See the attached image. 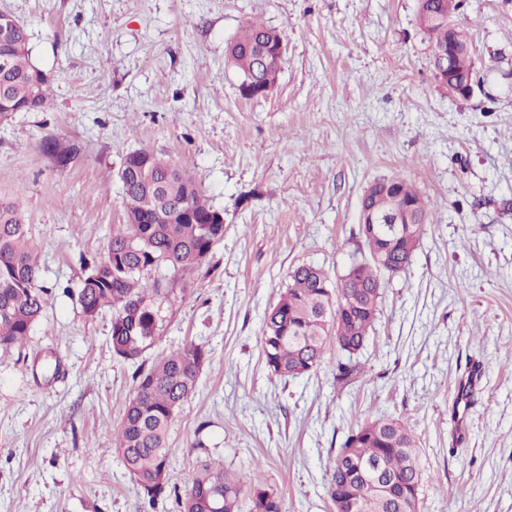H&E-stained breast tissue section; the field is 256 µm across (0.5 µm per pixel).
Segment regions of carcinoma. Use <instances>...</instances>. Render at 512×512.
Segmentation results:
<instances>
[{"instance_id": "carcinoma-1", "label": "carcinoma", "mask_w": 512, "mask_h": 512, "mask_svg": "<svg viewBox=\"0 0 512 512\" xmlns=\"http://www.w3.org/2000/svg\"><path fill=\"white\" fill-rule=\"evenodd\" d=\"M460 0H419L416 23L433 38V64L448 48V26L435 20L443 8L455 13ZM284 39L282 32L252 22L226 48L227 62L242 76V96L254 97L275 86L281 68H261L257 47L268 37ZM10 59V70L0 74V101L21 112H37L47 100V80L40 77L28 48L25 26L13 41L0 45ZM450 68L461 77L473 76L472 57L459 54ZM122 184L125 224L112 225L104 259L84 264L78 292L83 312L95 316L112 308V352L135 366V389L119 426L113 447L126 472L148 504L174 497L178 512H241L248 497L250 512H281L277 493L260 485L244 492L224 466L204 464L189 478L184 490L170 485L169 431L183 405L195 394L199 376L209 361L202 343L190 342L152 363L143 356L158 339L164 306L180 294L174 285L144 275L166 267L183 276L197 269L224 237V225L208 223L215 212L202 197L194 177L183 167L154 152L140 149L124 157L117 172ZM398 193L412 210L429 221L425 202L416 189L396 179ZM369 258L352 265L351 299L341 300L328 274L314 265L296 267L278 301L262 321V356L276 377H298L311 367H322L336 347L345 360L336 361V380L354 371L353 358L365 346L378 313L380 297L374 286L390 269L374 260L382 248L374 235L361 234ZM40 264L30 225L14 202L0 201V354L20 345L39 321L46 289L39 284ZM341 318H336V315ZM328 492L353 494L356 512H398L397 499L421 485L417 444L407 424L397 418H378L357 424L331 465Z\"/></svg>"}]
</instances>
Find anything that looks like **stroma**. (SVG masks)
Here are the masks:
<instances>
[{"mask_svg":"<svg viewBox=\"0 0 512 512\" xmlns=\"http://www.w3.org/2000/svg\"><path fill=\"white\" fill-rule=\"evenodd\" d=\"M419 0H0L29 34L49 102L0 123V196H19L49 295L0 357V512H177L148 505L112 447L133 389L112 311L86 316L84 263L123 223L116 178L147 149L191 168L224 237L165 310L155 360L208 348L170 432L169 480L218 461L283 512H333L329 467L358 422L399 418L420 448L419 512H512V0H462L469 97L434 77ZM282 31L268 95L243 97L226 45L251 21ZM398 176L430 222L384 275L350 381L264 366V313L301 265L329 278L367 257L366 187ZM482 374L469 400L457 383Z\"/></svg>","mask_w":512,"mask_h":512,"instance_id":"stroma-1","label":"stroma"}]
</instances>
